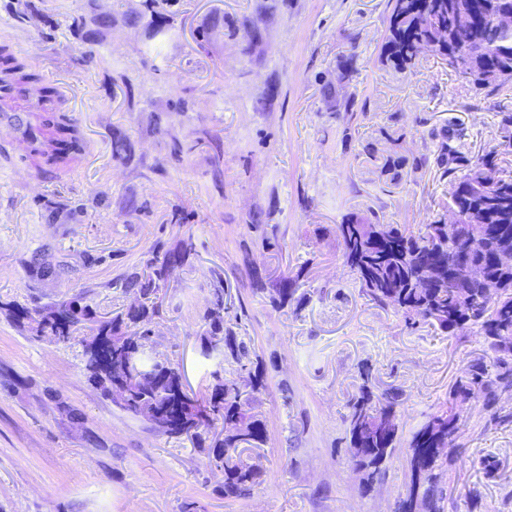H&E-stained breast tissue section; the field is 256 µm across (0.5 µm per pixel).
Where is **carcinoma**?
I'll return each instance as SVG.
<instances>
[{
  "mask_svg": "<svg viewBox=\"0 0 512 512\" xmlns=\"http://www.w3.org/2000/svg\"><path fill=\"white\" fill-rule=\"evenodd\" d=\"M157 2L141 0L130 7L125 13L126 23L136 26L148 17L154 32H162ZM392 2L387 49L396 61L412 60L423 44L445 58L449 57L448 48L463 49L472 58L478 85L491 93L503 86L490 70L512 69V30H472L457 20L459 0ZM476 2L492 15L512 12V0ZM4 51L1 46L0 100L14 91L26 94L27 84L35 81ZM56 133V150L46 158L50 166L80 150L77 136L63 138L64 125H57ZM440 161L449 164L451 175L463 167L461 176L454 179L448 206L463 214L475 211L481 214L482 223L448 225L436 221L418 232L406 224H361L351 219L336 225L345 262L371 301L393 308L411 326L422 323L449 336L474 332L483 339V356L471 360L456 378L448 391L446 408L427 416L411 433L405 457L411 482L394 512H444L445 478L453 459L436 448L448 433L457 434L464 427L465 405L470 399L481 401L490 420L501 422L505 417L499 404L503 396L512 394V265L502 266L497 261L500 250L512 252V175H501L495 149L467 159L449 147ZM191 250L192 244H186L152 261L147 271L128 275L121 287L136 295V302L114 316L100 315L78 297L44 307L13 303L8 311L20 325L28 323L31 313L39 314L42 337L58 343H70L75 328L88 324L97 334L115 341L106 363L84 361L90 384L109 398L125 383L117 354L138 351L151 339L159 290ZM471 265L481 266L487 280L496 284V297L489 298L481 285L469 280L466 270ZM294 285L287 277L275 283V307L302 300L296 296ZM228 312L224 289H214L201 317L200 347L223 345L240 369L249 371L253 387L259 389L263 374L252 368L249 347L225 325ZM211 376L208 394L199 399L186 389L184 372L178 365L167 359L154 361L129 391L121 411L139 419L144 416V407H155L153 427L168 436L184 435L194 440L196 448L224 473V497L243 499L261 482L264 471L244 459L242 452L264 445L265 425L246 409L235 382L224 379L219 370ZM396 405L397 394L389 390L376 394L366 385L348 405L345 423L351 463L368 483L381 477L402 438Z\"/></svg>",
  "mask_w": 512,
  "mask_h": 512,
  "instance_id": "carcinoma-1",
  "label": "carcinoma"
}]
</instances>
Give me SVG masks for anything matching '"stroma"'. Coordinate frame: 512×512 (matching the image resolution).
<instances>
[{"label":"stroma","instance_id":"1","mask_svg":"<svg viewBox=\"0 0 512 512\" xmlns=\"http://www.w3.org/2000/svg\"><path fill=\"white\" fill-rule=\"evenodd\" d=\"M131 2L0 0V45L37 77L0 105V305L81 296L120 312L131 300L120 280L192 240L159 293L149 350L203 393L216 364L197 334L223 287L226 322L266 373L249 395L267 430L249 454L265 475L249 497L224 498L223 472L189 438L92 388L79 343L37 338L0 308V512H391L408 472L397 456L364 482L345 439L348 400L371 373L411 432L482 339L409 327L363 296L335 228L353 218L417 230L443 214L441 141L468 158L499 145L512 84L487 93L431 52L394 67L391 0H173L163 35L124 24ZM100 11L114 20L101 35L89 21ZM46 88L83 139L52 176L23 126ZM118 138L128 158L113 157ZM40 260L65 271L36 277ZM285 276L303 299L277 310L272 285ZM450 454L447 512H467L472 493L483 512H512V423L471 402ZM484 455L500 460L496 477L470 467Z\"/></svg>","mask_w":512,"mask_h":512}]
</instances>
